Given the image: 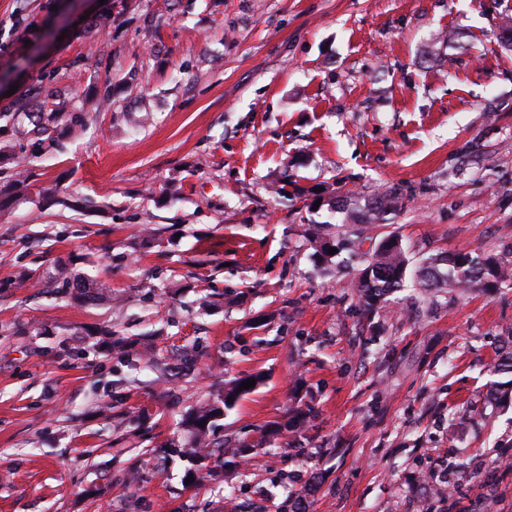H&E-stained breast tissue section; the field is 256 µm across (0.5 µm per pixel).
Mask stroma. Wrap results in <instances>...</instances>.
<instances>
[{
	"label": "stroma",
	"mask_w": 512,
	"mask_h": 512,
	"mask_svg": "<svg viewBox=\"0 0 512 512\" xmlns=\"http://www.w3.org/2000/svg\"><path fill=\"white\" fill-rule=\"evenodd\" d=\"M508 19L512 0H0V512H512V401L485 399L512 287L409 279L366 316L361 259L305 236L395 190L373 235L411 261L512 262ZM40 85L86 115L76 137L31 134ZM60 263L111 300L11 286ZM100 326L197 366L131 368ZM244 374L263 381L214 438L253 452L188 483L157 447ZM297 407L302 437L257 445Z\"/></svg>",
	"instance_id": "1"
}]
</instances>
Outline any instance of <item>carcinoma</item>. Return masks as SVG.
Returning <instances> with one entry per match:
<instances>
[{
	"label": "carcinoma",
	"mask_w": 512,
	"mask_h": 512,
	"mask_svg": "<svg viewBox=\"0 0 512 512\" xmlns=\"http://www.w3.org/2000/svg\"><path fill=\"white\" fill-rule=\"evenodd\" d=\"M85 125L80 115L69 112L50 111L49 118L39 117L32 132L42 141L54 142L61 134L75 135ZM402 197L396 191L387 192L371 200L365 207L360 222L341 224V238L324 231L328 223L311 224L308 229V242L314 254L328 258V249L339 246L353 252L355 247L370 239L368 232L373 224L384 220L386 214L398 210ZM411 276L419 286L428 291L499 288L512 281V269L508 263H499L484 258L471 251H438L424 258L416 267L411 266L405 249L393 236L382 238L373 248L370 257L364 261V267L350 284L352 292L361 308L373 311L378 305L387 302L388 297L403 287L406 277ZM54 282L62 288H75L86 300L96 301L107 297L110 286L98 280H71L67 266L60 265L54 274ZM105 351L120 358L130 357L126 341L114 336L112 331L104 330ZM495 375H509L506 381L491 383L490 397L505 399L512 393V351L505 353L491 368ZM247 376L235 377L224 385V393L213 402H206L194 409L183 422L186 433L185 443L180 452L194 460L211 458L221 459L224 453L214 450L211 439L215 421L227 410L233 409L239 399L249 390H239Z\"/></svg>",
	"instance_id": "cac0c4a2"
}]
</instances>
